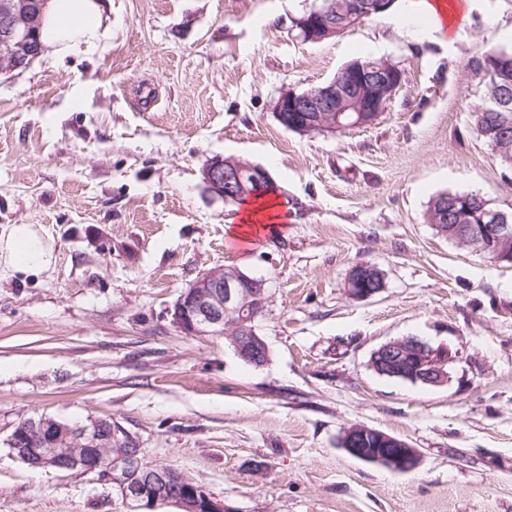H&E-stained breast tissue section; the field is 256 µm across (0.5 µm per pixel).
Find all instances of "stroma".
<instances>
[{"label":"stroma","instance_id":"35a3bbf8","mask_svg":"<svg viewBox=\"0 0 512 512\" xmlns=\"http://www.w3.org/2000/svg\"><path fill=\"white\" fill-rule=\"evenodd\" d=\"M101 2L96 47L0 75V231L42 225L56 251L38 276L0 273V512H137L97 474L19 459L9 438L40 417L111 419L226 512H512V266L425 217L443 191L512 210L466 68L512 46V0H469L444 41L412 35L420 0H399L318 44L292 28L312 0ZM363 59L404 72L373 124L300 135L277 120L282 92ZM217 155L268 171L275 230L234 237L242 205L201 180ZM360 262L385 286L354 300ZM227 266L266 282L263 367L171 323L180 292ZM405 337L452 351L449 383L371 369ZM355 423L417 448L418 467L348 455Z\"/></svg>","mask_w":512,"mask_h":512}]
</instances>
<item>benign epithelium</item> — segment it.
<instances>
[{
	"instance_id": "1",
	"label": "benign epithelium",
	"mask_w": 512,
	"mask_h": 512,
	"mask_svg": "<svg viewBox=\"0 0 512 512\" xmlns=\"http://www.w3.org/2000/svg\"><path fill=\"white\" fill-rule=\"evenodd\" d=\"M395 0H356L350 9L338 0H326L294 19L292 29L304 43H321L353 28L371 15L386 13ZM44 0L32 5L10 4L0 8V73L27 67L42 47L34 41ZM404 72L383 60H355L331 81L302 94L286 91L275 103L278 121L301 135L336 131L372 124L393 99ZM512 94L505 90L498 100L503 110L496 132L484 133L485 142L505 152L502 141L512 135ZM202 182L213 197L227 201L256 194H273L276 186L267 171L232 156H215L202 169ZM462 196L442 201L434 227L461 245L512 264V215L482 206L475 220L461 214ZM345 288L356 300L372 297L384 288L381 271L359 263L349 272ZM269 296L265 281L231 267L201 274L181 291L171 310V322L185 336H228L234 353L245 363L262 367L269 360V347L259 334L256 321L265 313ZM417 361L415 382L441 386L449 381L445 366L454 357L446 347L439 349L414 337L389 340L371 355L370 367L380 375L405 374L402 363ZM14 452L33 468L95 472L116 483L125 500L149 509L172 504L180 512H225L224 500L184 473L166 467L148 472L142 465L136 440L112 420L100 418L88 424H71L53 418L27 421L15 428L9 439ZM341 447L352 457L396 471H411L420 454L407 442L365 424L347 427Z\"/></svg>"
}]
</instances>
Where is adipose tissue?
I'll use <instances>...</instances> for the list:
<instances>
[{
	"instance_id": "obj_1",
	"label": "adipose tissue",
	"mask_w": 512,
	"mask_h": 512,
	"mask_svg": "<svg viewBox=\"0 0 512 512\" xmlns=\"http://www.w3.org/2000/svg\"><path fill=\"white\" fill-rule=\"evenodd\" d=\"M106 34L99 0H47L41 43L52 56L61 59L97 45ZM54 261V243L41 227L12 224L0 231V272L37 276Z\"/></svg>"
}]
</instances>
